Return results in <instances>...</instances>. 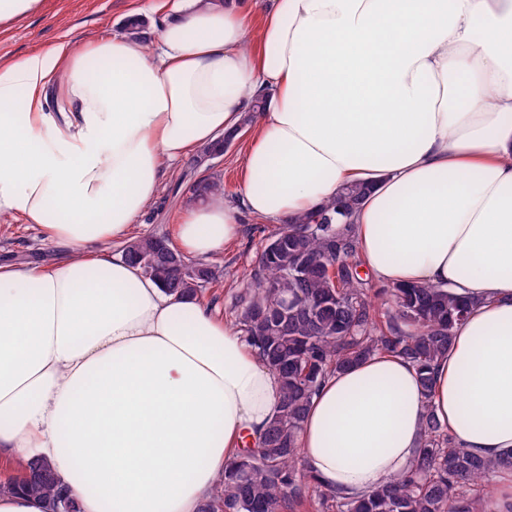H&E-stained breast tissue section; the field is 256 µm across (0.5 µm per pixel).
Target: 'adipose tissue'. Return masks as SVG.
<instances>
[{
	"instance_id": "obj_1",
	"label": "adipose tissue",
	"mask_w": 512,
	"mask_h": 512,
	"mask_svg": "<svg viewBox=\"0 0 512 512\" xmlns=\"http://www.w3.org/2000/svg\"><path fill=\"white\" fill-rule=\"evenodd\" d=\"M250 20L248 0H198L149 49L98 35L0 65V217L62 250L0 264V469L49 463L78 512H199L281 404L237 327L111 253L166 164L266 86L239 205L189 204L175 247L219 254L243 213L284 224L360 183L373 281L470 303L431 394L387 352L322 382L307 469L368 494L411 466L430 410L470 454L512 452V0H271L252 48Z\"/></svg>"
}]
</instances>
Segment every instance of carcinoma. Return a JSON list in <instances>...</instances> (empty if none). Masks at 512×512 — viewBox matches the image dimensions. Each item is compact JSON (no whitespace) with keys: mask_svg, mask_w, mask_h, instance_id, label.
<instances>
[{"mask_svg":"<svg viewBox=\"0 0 512 512\" xmlns=\"http://www.w3.org/2000/svg\"><path fill=\"white\" fill-rule=\"evenodd\" d=\"M259 93L241 129L264 111ZM212 195L224 198L215 173L188 188V202ZM365 188L342 187L336 201L284 224L266 238L245 285L235 295V324L244 340L280 380L283 399L261 438L224 471L200 512H291L316 496L336 512H474L473 491L484 487L496 469H512V454L496 463L476 458L453 445L432 410L423 422L420 446L411 467L392 482L357 500L322 490L310 471L296 466L298 434L311 398L329 375L378 351L411 362L421 388L430 395L432 370L451 347L454 329L467 302L443 286L392 284L375 287L362 276L363 262L348 217L361 205ZM122 256L137 266L149 262L146 275L181 297L201 294L215 279L210 264L192 261L165 236L146 235L128 242ZM62 502L50 465L36 463L0 490Z\"/></svg>","mask_w":512,"mask_h":512,"instance_id":"cac0c4a2","label":"carcinoma"}]
</instances>
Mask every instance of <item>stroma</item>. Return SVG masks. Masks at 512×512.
I'll list each match as a JSON object with an SVG mask.
<instances>
[{
	"mask_svg": "<svg viewBox=\"0 0 512 512\" xmlns=\"http://www.w3.org/2000/svg\"><path fill=\"white\" fill-rule=\"evenodd\" d=\"M186 6L187 0H45L41 13L10 27H0V62L61 39L80 43L101 33L127 34L147 46L155 40L164 21ZM135 9L139 10L144 24L131 34L125 24ZM248 141V135H241L213 162L215 172L221 174L224 181V201L230 205L238 204L240 199L242 157ZM180 173L193 177L197 171L187 159L178 164L176 174L167 175L155 203L134 226L133 236L172 234L186 206L184 189L175 183ZM241 226L237 243L223 254L212 257L218 278L203 294L204 300L214 302L217 311L222 313L228 312L231 299L241 287L266 234L277 229L271 221L248 214L243 216ZM55 254V248L44 240L36 227L0 219V262L12 260L40 265L51 261Z\"/></svg>",
	"mask_w": 512,
	"mask_h": 512,
	"instance_id": "stroma-1",
	"label": "stroma"
}]
</instances>
